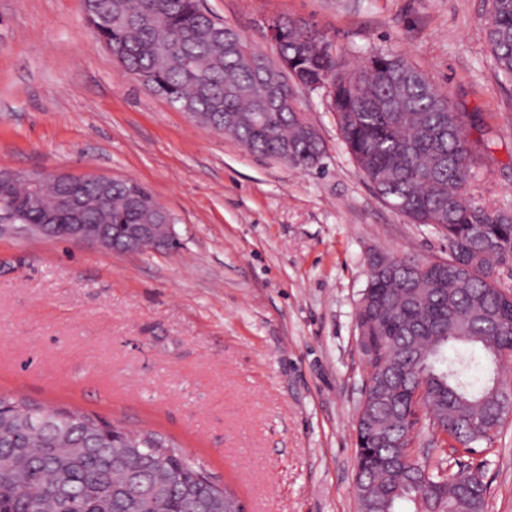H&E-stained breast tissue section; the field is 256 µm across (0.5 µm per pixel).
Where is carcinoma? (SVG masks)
Segmentation results:
<instances>
[{
    "label": "carcinoma",
    "mask_w": 512,
    "mask_h": 512,
    "mask_svg": "<svg viewBox=\"0 0 512 512\" xmlns=\"http://www.w3.org/2000/svg\"><path fill=\"white\" fill-rule=\"evenodd\" d=\"M486 42L499 75L512 81V0H490ZM112 26L95 28L122 65L177 108L190 105L247 150L295 168L320 167L326 146L298 92L323 91L357 172L398 212L448 239V257L393 258L383 271L368 261L357 314L377 357L355 424L359 512H484L482 472L451 471L448 455L504 426L512 386L499 379L512 365V286L494 279L512 270V209L475 200L478 117L448 105L423 71L404 57L377 51L357 65L303 20L277 18L275 55L253 48L207 13L201 0H93ZM266 56L288 104L259 120ZM233 112L236 123L220 116ZM112 206L97 203L94 182H78L86 221L102 224L107 243L123 244L148 224L157 202L139 183L110 180ZM57 188L41 187L25 230L55 206ZM479 348L448 358V345ZM421 392L435 466L414 455L417 424L411 398ZM232 490L192 463L173 438L129 430L78 410L49 408L0 395V512H238Z\"/></svg>",
    "instance_id": "obj_1"
}]
</instances>
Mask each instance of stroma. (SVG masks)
I'll use <instances>...</instances> for the list:
<instances>
[{
	"label": "stroma",
	"mask_w": 512,
	"mask_h": 512,
	"mask_svg": "<svg viewBox=\"0 0 512 512\" xmlns=\"http://www.w3.org/2000/svg\"><path fill=\"white\" fill-rule=\"evenodd\" d=\"M255 48L309 22L355 64L404 56L484 126L477 201L512 204V82L485 44L489 0H203ZM326 146L305 172L205 130L123 71L84 0H0V172L133 179L175 248L118 253L0 233V393L176 437L246 512H357L356 314L373 252L424 261L448 242L357 173L323 93ZM485 512H512V418L457 454Z\"/></svg>",
	"instance_id": "35a3bbf8"
}]
</instances>
